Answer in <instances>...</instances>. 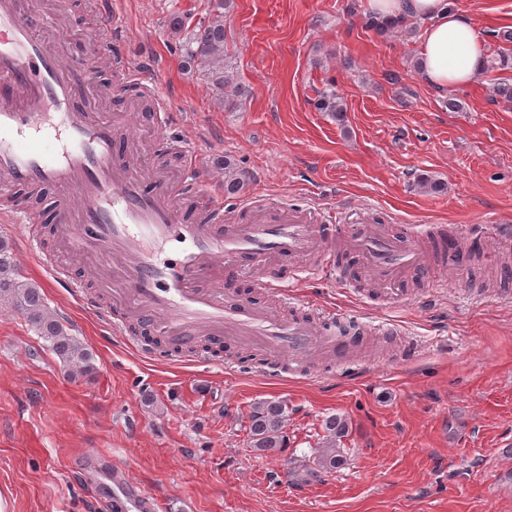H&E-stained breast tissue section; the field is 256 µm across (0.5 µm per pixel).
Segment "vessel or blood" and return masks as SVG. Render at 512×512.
Returning a JSON list of instances; mask_svg holds the SVG:
<instances>
[{
    "instance_id": "vessel-or-blood-1",
    "label": "vessel or blood",
    "mask_w": 512,
    "mask_h": 512,
    "mask_svg": "<svg viewBox=\"0 0 512 512\" xmlns=\"http://www.w3.org/2000/svg\"><path fill=\"white\" fill-rule=\"evenodd\" d=\"M61 23L57 15L30 14L24 0H0V186L62 189L55 210L68 229V250L96 253L122 280L118 301L99 312L103 322L117 331L134 314L144 329L168 337L181 362L194 356L199 337L231 338L257 344L277 360L331 357L344 377L358 378L354 359L364 339L337 335L342 314L284 316L228 295L220 271L250 267L283 297L288 291L273 263L284 258L319 260L321 276L333 278L342 274L337 254L356 253L378 283L422 278L434 231L417 224L397 237L375 225L333 223L310 206L277 204L246 223L225 225L223 200L178 206L164 175L138 172L130 132L82 101L96 55L111 53L122 24L105 22L94 57L82 61L43 37ZM172 243L176 258H159V249ZM81 468L101 476L121 512H158V499L127 467L86 454Z\"/></svg>"
}]
</instances>
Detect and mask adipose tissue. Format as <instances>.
Masks as SVG:
<instances>
[{
    "label": "adipose tissue",
    "instance_id": "obj_1",
    "mask_svg": "<svg viewBox=\"0 0 512 512\" xmlns=\"http://www.w3.org/2000/svg\"><path fill=\"white\" fill-rule=\"evenodd\" d=\"M379 20L402 19L424 25L416 72L427 86L452 90L470 86L485 70L484 41L474 22L453 11L448 0H366Z\"/></svg>",
    "mask_w": 512,
    "mask_h": 512
}]
</instances>
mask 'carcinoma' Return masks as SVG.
<instances>
[{
	"instance_id": "cac0c4a2",
	"label": "carcinoma",
	"mask_w": 512,
	"mask_h": 512,
	"mask_svg": "<svg viewBox=\"0 0 512 512\" xmlns=\"http://www.w3.org/2000/svg\"><path fill=\"white\" fill-rule=\"evenodd\" d=\"M231 0H207L204 20L191 26L182 13H172L168 26L174 36L185 37L180 45L187 67L194 68L209 85L217 107L234 111L241 107L245 97L243 87L233 81L228 65V49L224 16ZM316 105L336 121H344L346 107L343 97L327 87L314 89ZM224 194L234 196L245 186V174L230 157H224ZM417 186L430 194L447 189L446 183L422 174ZM0 299L11 303L44 340L48 350L73 375H90L94 371L93 356L89 349L73 336L57 315L48 307L42 288L35 282L15 273L12 247L0 238ZM250 447L258 452H280L287 447L285 428L288 425V407L285 402L265 399L253 404L248 415ZM325 446L304 465L305 475L331 473L346 463L338 441L348 433L346 421L336 415L326 417L322 423Z\"/></svg>"
}]
</instances>
